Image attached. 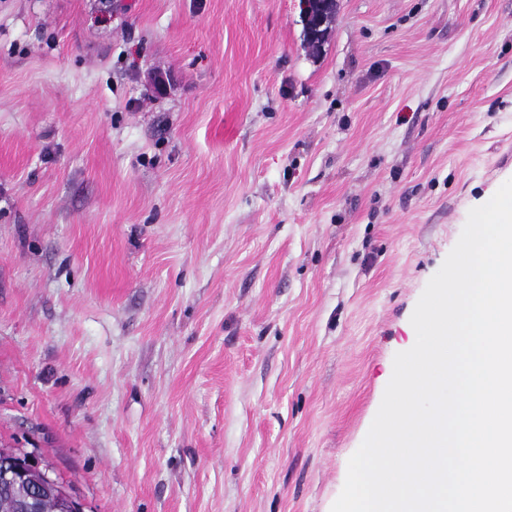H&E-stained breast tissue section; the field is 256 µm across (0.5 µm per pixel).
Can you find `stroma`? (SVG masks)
Segmentation results:
<instances>
[{"label": "stroma", "mask_w": 512, "mask_h": 512, "mask_svg": "<svg viewBox=\"0 0 512 512\" xmlns=\"http://www.w3.org/2000/svg\"><path fill=\"white\" fill-rule=\"evenodd\" d=\"M0 0V448L84 512H331L512 178V0Z\"/></svg>", "instance_id": "stroma-1"}]
</instances>
